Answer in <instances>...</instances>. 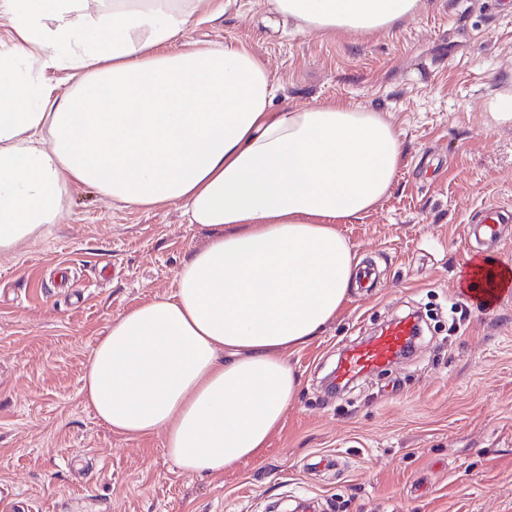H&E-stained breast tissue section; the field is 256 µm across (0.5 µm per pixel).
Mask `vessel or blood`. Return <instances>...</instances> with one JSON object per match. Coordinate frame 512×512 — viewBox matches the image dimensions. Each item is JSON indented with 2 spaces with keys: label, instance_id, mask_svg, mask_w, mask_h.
I'll use <instances>...</instances> for the list:
<instances>
[{
  "label": "vessel or blood",
  "instance_id": "vessel-or-blood-1",
  "mask_svg": "<svg viewBox=\"0 0 512 512\" xmlns=\"http://www.w3.org/2000/svg\"><path fill=\"white\" fill-rule=\"evenodd\" d=\"M512 221V212L497 205L484 210L481 227L486 236L496 237L502 224ZM417 334L412 320L399 319L368 339L348 347L336 368V379L344 383L386 367L400 359L404 348Z\"/></svg>",
  "mask_w": 512,
  "mask_h": 512
}]
</instances>
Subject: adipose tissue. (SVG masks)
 <instances>
[{"label":"adipose tissue","instance_id":"ef3b65f1","mask_svg":"<svg viewBox=\"0 0 512 512\" xmlns=\"http://www.w3.org/2000/svg\"><path fill=\"white\" fill-rule=\"evenodd\" d=\"M202 2L0 0V252L57 223L82 186L180 203L212 232L173 292L110 321L83 377L111 431L164 432L199 475L252 458L280 425L300 387L284 353L335 319L359 262L340 227L390 194L403 149L377 112L274 108L246 48L186 44ZM268 4L303 31L369 34L420 0Z\"/></svg>","mask_w":512,"mask_h":512}]
</instances>
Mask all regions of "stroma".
<instances>
[{"label":"stroma","instance_id":"1","mask_svg":"<svg viewBox=\"0 0 512 512\" xmlns=\"http://www.w3.org/2000/svg\"><path fill=\"white\" fill-rule=\"evenodd\" d=\"M186 42L242 45L276 104L335 98L385 114L405 152L378 207L341 231L373 274L334 322L290 352L301 378L262 452L209 475L179 469L164 436L112 432L87 406L85 365L108 323L172 292L210 233L179 203L124 208L87 187L59 223L0 254V493L20 512H512V294L478 309L468 257L512 267V10L421 0L370 35L295 32L266 0H231ZM414 354L340 395V351L409 313ZM512 219V212L504 210L498 205H489L484 209L481 227L483 233L491 238L498 235V229L501 224H506Z\"/></svg>","mask_w":512,"mask_h":512}]
</instances>
